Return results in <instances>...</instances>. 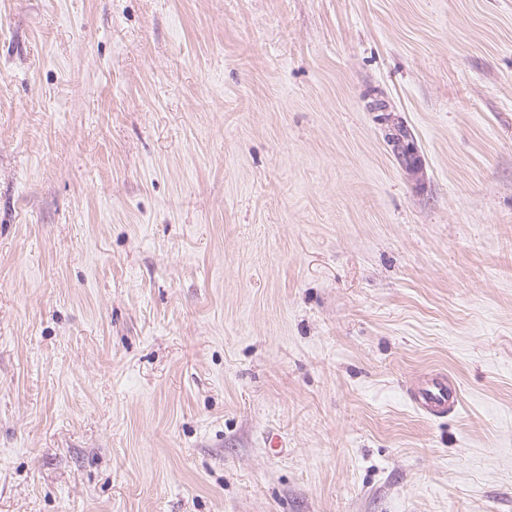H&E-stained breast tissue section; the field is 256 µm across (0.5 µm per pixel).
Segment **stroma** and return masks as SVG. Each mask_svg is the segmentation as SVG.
<instances>
[{"mask_svg":"<svg viewBox=\"0 0 512 512\" xmlns=\"http://www.w3.org/2000/svg\"><path fill=\"white\" fill-rule=\"evenodd\" d=\"M0 512H512V0H0ZM406 393L417 411L432 418L455 412L460 403L458 385L444 372L414 378L407 385Z\"/></svg>","mask_w":512,"mask_h":512,"instance_id":"35a3bbf8","label":"stroma"}]
</instances>
